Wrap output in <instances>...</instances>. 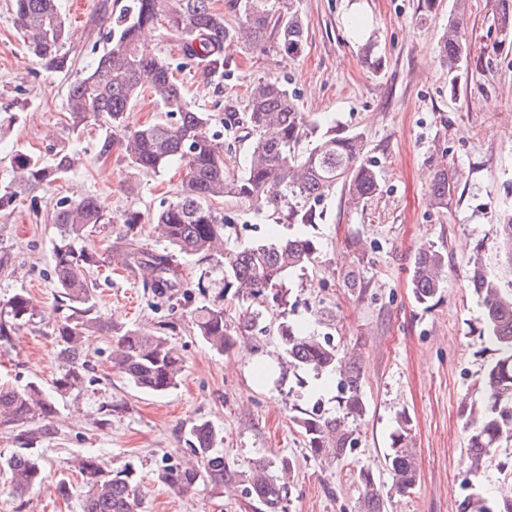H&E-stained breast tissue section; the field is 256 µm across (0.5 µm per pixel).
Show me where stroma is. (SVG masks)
Returning <instances> with one entry per match:
<instances>
[{"label":"stroma","mask_w":512,"mask_h":512,"mask_svg":"<svg viewBox=\"0 0 512 512\" xmlns=\"http://www.w3.org/2000/svg\"><path fill=\"white\" fill-rule=\"evenodd\" d=\"M98 0H58L77 62L60 73L28 49L14 23L11 0H0V188L12 179L11 158L30 149L44 161L67 148L78 165L64 178L34 187L0 209V301L25 292L34 318L0 348V384L50 386L60 366L48 321L68 315L53 281L54 208L64 197L96 196L112 216L136 211L142 223H115L91 234L84 247L102 251L123 235L137 234L149 249L163 252L149 219L175 201L185 169L170 164L160 172L131 168L120 150L98 155L102 132L90 126L71 131L64 123L66 86L96 53L102 29H89ZM297 0L304 25L298 58L235 47V69L219 79L180 64L178 37L162 30L152 49L176 66L175 76L189 100L212 116L220 129L226 97L247 99L250 82L275 77L296 95L300 111L321 127L361 134L365 154L380 172L378 193L349 205L341 193L323 202L324 223L311 227L319 246L318 263L286 281V311H265L235 348L211 351L188 327L175 300L154 298L142 274L123 263L91 268L98 288L94 304L113 323L149 330L170 323L167 339L183 361L176 389L164 395L141 391L111 363V337H91L85 353L91 382L59 401L56 435L36 448L48 477L25 500H17L0 479V512H80L78 498L62 499L56 483L68 475V461L93 455L110 470H129L146 494L147 512H257L245 484L225 485L220 494H183L161 483L164 453L188 461V428L210 421L223 437L224 460L246 474L260 456L295 459L292 496L286 512H352L361 492L362 470L381 483L391 478L383 455L399 413L412 419L419 479L410 494H390L387 512H458L463 482L488 495L512 493L496 467L467 472L464 423L479 404V383L495 354L479 335L481 301L468 277L473 256H481L501 282L512 281L495 240L494 224L512 209V0ZM463 10L460 34L465 55L457 67L438 56L448 14ZM381 57L373 69L366 51ZM13 123H5L6 115ZM446 159L457 191L447 208L429 203V187ZM232 223L224 244L235 248L288 236L287 225H271L243 203L224 199ZM448 255L445 286L432 308L418 305L410 283L411 261L423 247ZM185 289L223 291L224 306L235 312L243 299L224 286L214 260L177 258ZM355 271L360 285L346 287L343 275ZM312 323L316 333L332 334L337 345L356 353L363 370L367 414L356 425L358 445L341 461L310 455L290 422L296 379L285 362L277 325ZM115 403L116 411L103 407Z\"/></svg>","instance_id":"stroma-1"}]
</instances>
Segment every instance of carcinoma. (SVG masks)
I'll return each mask as SVG.
<instances>
[{"mask_svg":"<svg viewBox=\"0 0 512 512\" xmlns=\"http://www.w3.org/2000/svg\"><path fill=\"white\" fill-rule=\"evenodd\" d=\"M238 22L230 24L213 0H130L112 18L102 49L90 67L69 83L66 91L67 125L79 131L90 125L120 133L107 135L99 154L107 157L120 145L128 164L158 171L172 162L182 164L186 176L176 201L163 206L152 218L158 237L184 257L218 256L223 280L231 279L260 307L283 308L288 303L286 277L304 274L318 260V243L306 228L322 221L321 203L339 188L353 205H360L379 189V172L364 156L359 133L334 129L316 136L319 124L297 106L295 95L275 78H258L250 84L246 113L238 116L232 100L224 104V129L241 127L248 142V161L239 173L224 158L221 133L210 129L211 115L194 108L185 98L171 67L145 44L143 33L162 22L181 40L183 56L203 73L224 77L235 67L225 46L242 43L262 52L294 58L304 47V29L295 0H234ZM14 20L31 52L60 72H68L75 58L64 52L68 39L66 22L57 0H13ZM464 14L448 15V30L440 42L441 60L450 65L464 56L458 37ZM153 95L159 116L136 128L124 124L128 109L144 89ZM317 137L310 150L302 142ZM74 166L71 153L62 148L52 164L39 156L20 152L12 159L14 179L0 194V207L10 206L17 194L37 184L56 181ZM456 181L448 170H437L430 186V204L448 207L456 193ZM225 197L249 204L268 214L275 224H286L293 234L242 248L224 247V211L214 202ZM53 221L56 235L52 254L54 281L68 302L71 314L52 324L59 346L60 369L52 380L53 393L29 382L21 387L0 388V423L18 433L25 446L0 456V475L9 480L13 494L24 500L44 478L41 457L31 448L36 441L56 433V397L82 388L91 367L83 351V339L93 334L116 335L113 367L135 387L166 393L177 387L182 361L170 347L166 328L153 332L139 328H114L95 312V283L90 268L100 259L77 244L93 229L112 223L110 211L96 196L63 199L56 204ZM495 235L512 265V213L498 219ZM125 265L143 272V286L160 298L182 295L192 330L218 353L233 347L236 337L249 331L260 311L241 308L236 320L227 317L224 305L214 301L195 305L182 287L171 255L149 251L134 235L118 241ZM447 255L433 246L419 251L411 265L415 301L427 308L439 299L444 287ZM469 282L481 298V336L494 347L496 357L484 379L482 402L470 409L465 430L471 466L487 465L503 444H512V283L502 286L481 258L473 261ZM32 311L25 294L15 293L0 304V347L12 345L14 336L30 320ZM285 355L295 370L311 373L337 391L339 414H330L315 400L311 407L294 405L292 422L305 437L314 457L339 459L356 447L358 438L350 426L365 417L362 367L353 356L340 353L327 336L307 332L297 322L277 326ZM189 450L196 463L165 464L159 480L179 491L204 487L219 492L232 480L224 461L222 439L208 421L191 424ZM391 488L408 493L418 480L410 419L402 414L390 435L384 455ZM70 466L84 478L80 491L82 512H144L145 495L125 470L103 469L93 456H76ZM296 466L285 455L254 460L247 479L246 495L262 506V512H285L291 485L283 475ZM363 486L357 512H387L383 486L372 471L359 474ZM458 512H512V496L489 497L476 490L463 499Z\"/></svg>","mask_w":512,"mask_h":512,"instance_id":"cac0c4a2","label":"carcinoma"}]
</instances>
